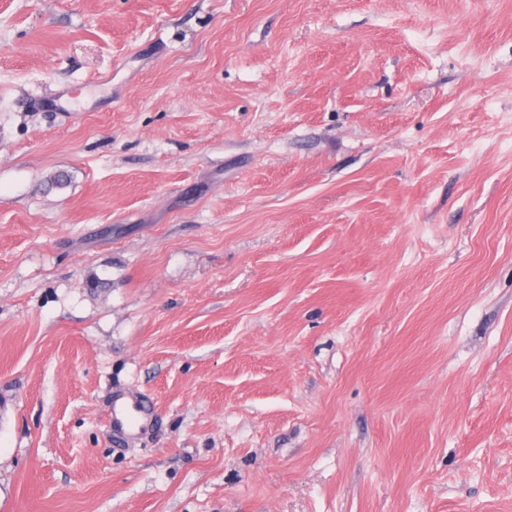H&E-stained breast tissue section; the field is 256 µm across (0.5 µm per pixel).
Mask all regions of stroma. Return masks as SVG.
Listing matches in <instances>:
<instances>
[{"instance_id": "35a3bbf8", "label": "stroma", "mask_w": 512, "mask_h": 512, "mask_svg": "<svg viewBox=\"0 0 512 512\" xmlns=\"http://www.w3.org/2000/svg\"><path fill=\"white\" fill-rule=\"evenodd\" d=\"M0 512H512V0H0ZM154 422L151 400L142 394L118 392L112 396L108 424L112 442L121 444L147 433Z\"/></svg>"}]
</instances>
